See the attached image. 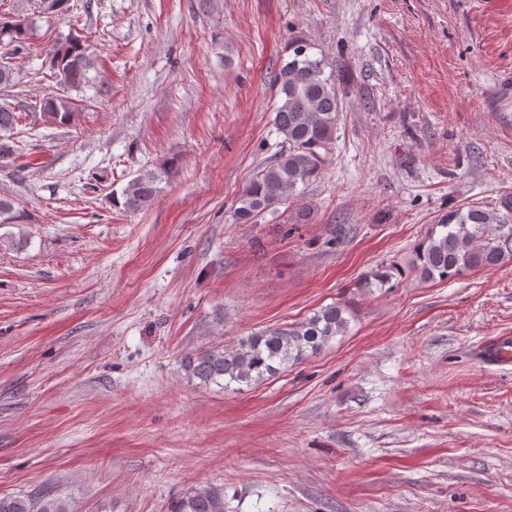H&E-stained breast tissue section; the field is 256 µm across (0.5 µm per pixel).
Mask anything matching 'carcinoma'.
I'll return each instance as SVG.
<instances>
[{"instance_id": "carcinoma-1", "label": "carcinoma", "mask_w": 512, "mask_h": 512, "mask_svg": "<svg viewBox=\"0 0 512 512\" xmlns=\"http://www.w3.org/2000/svg\"><path fill=\"white\" fill-rule=\"evenodd\" d=\"M32 31V21L22 8L0 15V49L23 46ZM310 44L294 39L288 44V61L276 77L281 104L272 119L281 136L278 150L261 164L236 199L234 219L253 224L258 217L294 197L322 177L331 163L341 100L331 75H325L324 57L310 54ZM50 68L59 77L60 92L43 100V115L54 124L75 122L78 105L70 96L91 66L89 47L79 36H70L49 51ZM18 120L8 99L0 100V163L17 159L11 132ZM169 171H145L112 194V204L136 212L151 205L159 184ZM512 264V196L497 207L456 206L412 251L405 267L382 265L366 277L365 286L394 288L408 273L423 281H445L478 268ZM346 307L333 303L316 310L296 325L269 326L238 340L230 347L212 346L187 354L182 366L188 377L226 389L250 388L290 364L318 354L348 327ZM0 512H72L67 502L49 494L2 496ZM170 512H224V487L204 485L187 490L171 505Z\"/></svg>"}]
</instances>
